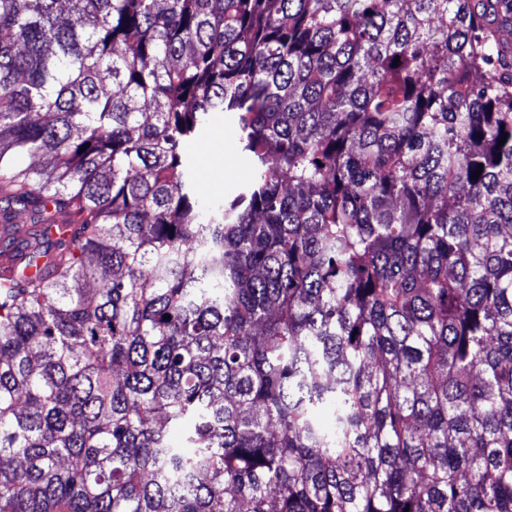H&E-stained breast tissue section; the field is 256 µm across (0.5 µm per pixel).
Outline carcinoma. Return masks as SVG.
<instances>
[{
	"instance_id": "carcinoma-1",
	"label": "carcinoma",
	"mask_w": 512,
	"mask_h": 512,
	"mask_svg": "<svg viewBox=\"0 0 512 512\" xmlns=\"http://www.w3.org/2000/svg\"><path fill=\"white\" fill-rule=\"evenodd\" d=\"M511 33L0 0V226L50 258L0 286V512H512ZM214 112L254 167L206 206Z\"/></svg>"
}]
</instances>
